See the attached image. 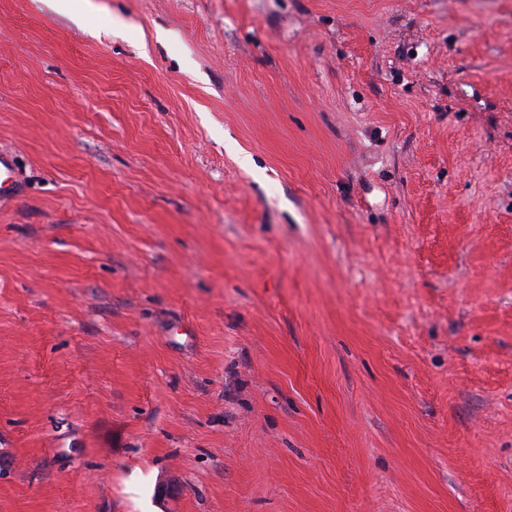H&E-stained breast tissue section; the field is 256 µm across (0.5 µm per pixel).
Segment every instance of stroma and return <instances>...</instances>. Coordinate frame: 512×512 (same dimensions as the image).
<instances>
[{
    "mask_svg": "<svg viewBox=\"0 0 512 512\" xmlns=\"http://www.w3.org/2000/svg\"><path fill=\"white\" fill-rule=\"evenodd\" d=\"M53 3L0 0V512H512V0ZM17 179L12 164L11 154L8 151H0V199L16 197Z\"/></svg>",
    "mask_w": 512,
    "mask_h": 512,
    "instance_id": "1",
    "label": "stroma"
}]
</instances>
